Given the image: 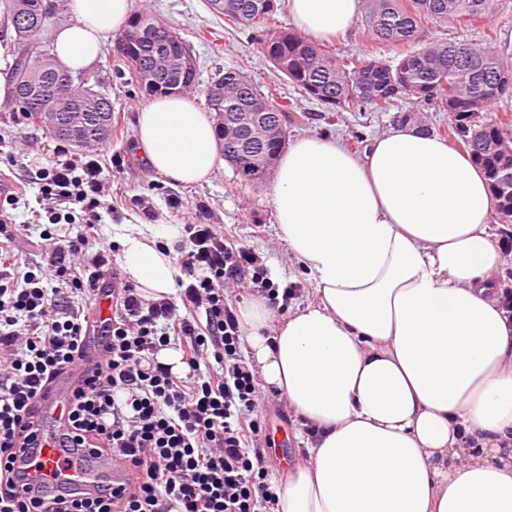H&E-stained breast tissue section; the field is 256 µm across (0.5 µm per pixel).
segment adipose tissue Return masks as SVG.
<instances>
[{
    "mask_svg": "<svg viewBox=\"0 0 512 512\" xmlns=\"http://www.w3.org/2000/svg\"><path fill=\"white\" fill-rule=\"evenodd\" d=\"M69 8L54 47L75 74L122 30L132 0ZM289 8L295 27L329 39L349 32L361 0ZM135 137L172 183L201 184L217 167L214 120L192 99H154ZM272 204L315 296L276 323L259 298L244 315L262 390L314 431L274 512H512V319L484 171L408 122L359 154L309 136L281 157ZM173 233L132 224L121 238V265L146 298L174 290L179 270L158 249Z\"/></svg>",
    "mask_w": 512,
    "mask_h": 512,
    "instance_id": "1",
    "label": "adipose tissue"
}]
</instances>
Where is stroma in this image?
Here are the masks:
<instances>
[{
	"mask_svg": "<svg viewBox=\"0 0 512 512\" xmlns=\"http://www.w3.org/2000/svg\"><path fill=\"white\" fill-rule=\"evenodd\" d=\"M134 8L147 10L163 20L186 41L197 61L198 85L194 97L205 105V90L218 74L228 68L243 70L259 88L272 84L275 76L268 63L256 50L255 30L236 29L212 13L205 0H133ZM210 28L220 33L211 43L202 40L198 32ZM75 83H87L111 98L114 110L121 114V129L107 142L99 157L104 175L113 179V202L117 211L106 218L99 232L101 244L118 243L127 224L143 223L136 198L149 200L158 212L160 222L181 227L190 212L206 205L212 222L223 225L235 237L238 246L254 250L265 261L270 279L279 285L301 284V292L289 301V308L313 301V282L303 268L288 253L277 236L272 206L274 178L260 184H247L236 176L227 162H219L208 183L185 188L177 186L149 169L134 145V128L139 109L147 101L133 86L117 77L106 57H99L88 70L75 74ZM294 103L295 118L287 125V142L303 136H330L339 139L350 150L360 152L368 140L386 132L396 120L390 112H333L318 102L304 98L294 88H287ZM59 140L41 128L25 123H13L0 118V170H6L9 159L20 163L47 166ZM178 193L183 199L179 212H170L166 197ZM263 433L281 426L288 431L287 443H272L266 456L269 478L274 483L288 479V461L304 456L307 436L291 409L275 413L273 404H265L258 415Z\"/></svg>",
	"mask_w": 512,
	"mask_h": 512,
	"instance_id": "35a3bbf8",
	"label": "stroma"
}]
</instances>
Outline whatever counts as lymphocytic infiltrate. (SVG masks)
<instances>
[{
	"label": "lymphocytic infiltrate",
	"instance_id": "f902f5d3",
	"mask_svg": "<svg viewBox=\"0 0 512 512\" xmlns=\"http://www.w3.org/2000/svg\"><path fill=\"white\" fill-rule=\"evenodd\" d=\"M21 181L36 191L28 221L14 219L17 192L0 194V512H269L277 495L256 418L261 379L240 355L236 292L280 313L299 284L271 281L262 257L202 210L181 230L176 294L145 299L117 274L102 286L112 250L97 240L110 188L97 159L61 149ZM34 229L56 286L21 268L17 240ZM102 293L112 316L96 325L90 304ZM170 348L185 374L158 361ZM93 356L95 379L66 405L58 444L87 466L131 462L132 477L116 488L99 476L88 492L69 477L32 485L41 443L23 419L44 387Z\"/></svg>",
	"mask_w": 512,
	"mask_h": 512
}]
</instances>
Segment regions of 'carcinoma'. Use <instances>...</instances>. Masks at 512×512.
<instances>
[{"label": "carcinoma", "mask_w": 512, "mask_h": 512, "mask_svg": "<svg viewBox=\"0 0 512 512\" xmlns=\"http://www.w3.org/2000/svg\"><path fill=\"white\" fill-rule=\"evenodd\" d=\"M43 11L45 0H0V14L15 26L10 40L14 51L8 75L10 99L0 112L43 128L76 146L103 142L120 129L112 101L91 86H74L67 96L57 95V83L67 74L50 54L38 50L41 34L48 31L60 4ZM210 8L238 28H264L257 40L259 55L303 96L341 111L368 107L375 112H396L399 118L427 131L420 107L433 106L448 113L444 133L451 144L469 153L487 173L494 200V220L512 224V120H485V113L505 95L512 94V67L505 66L485 42L434 39L428 26H473L492 11L489 0H363L362 25L369 40L395 49L392 63L376 56L339 58L327 47L302 34L272 24L276 0H208ZM169 26L145 10L134 12L118 38L129 40L130 53L122 58L131 83L144 97L190 93L198 72L164 39ZM224 85V98L210 99L216 113L217 140L224 161L239 179L258 184L271 173L285 143L275 135L244 144L239 128H285L294 111L280 86L263 93L251 77L228 68L216 80ZM26 101L24 110L15 102ZM416 104L405 108L407 102ZM478 121L468 120L471 113ZM79 132L81 139L72 138Z\"/></svg>", "instance_id": "cac0c4a2"}]
</instances>
